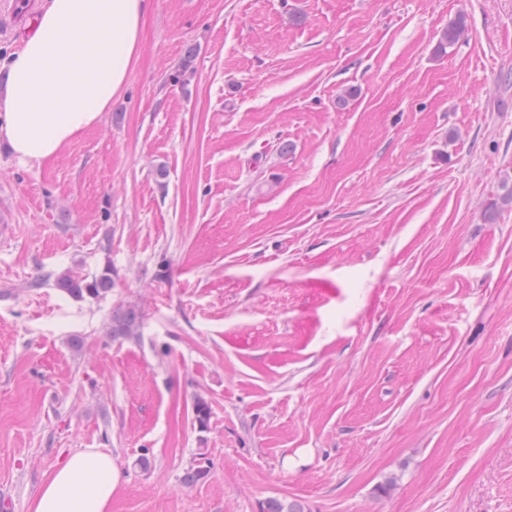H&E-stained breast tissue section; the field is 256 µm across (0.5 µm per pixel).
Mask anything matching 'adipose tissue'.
I'll return each instance as SVG.
<instances>
[{
	"instance_id": "ef3b65f1",
	"label": "adipose tissue",
	"mask_w": 512,
	"mask_h": 512,
	"mask_svg": "<svg viewBox=\"0 0 512 512\" xmlns=\"http://www.w3.org/2000/svg\"><path fill=\"white\" fill-rule=\"evenodd\" d=\"M146 0H46L33 35L0 76V138L22 161L57 156L96 124L141 47ZM119 471L82 448L42 486L34 512H109Z\"/></svg>"
}]
</instances>
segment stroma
<instances>
[{
	"instance_id": "stroma-1",
	"label": "stroma",
	"mask_w": 512,
	"mask_h": 512,
	"mask_svg": "<svg viewBox=\"0 0 512 512\" xmlns=\"http://www.w3.org/2000/svg\"><path fill=\"white\" fill-rule=\"evenodd\" d=\"M506 180L512 0H147L100 122L0 140V503L98 448L110 512H512ZM55 286L73 297H83L87 294L99 298L107 296L112 291V277L106 270L89 282L76 272L67 271L57 277ZM140 312L131 307H119L112 314V336H137Z\"/></svg>"
}]
</instances>
